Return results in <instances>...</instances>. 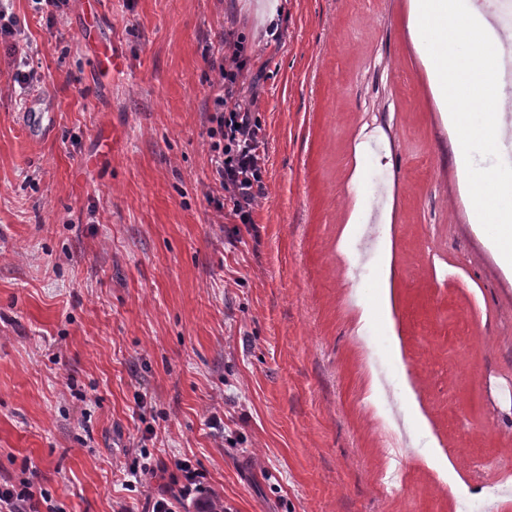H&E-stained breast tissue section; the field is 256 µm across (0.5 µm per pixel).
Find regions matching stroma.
I'll list each match as a JSON object with an SVG mask.
<instances>
[{
    "label": "stroma",
    "instance_id": "obj_1",
    "mask_svg": "<svg viewBox=\"0 0 512 512\" xmlns=\"http://www.w3.org/2000/svg\"><path fill=\"white\" fill-rule=\"evenodd\" d=\"M260 2L10 0L38 76L20 88L0 41V483L35 478L62 512L205 493L224 512H512L490 492L512 469V268L471 219L411 0H278L269 38ZM233 55L264 134L247 224L208 136ZM30 107L49 136L18 123Z\"/></svg>",
    "mask_w": 512,
    "mask_h": 512
}]
</instances>
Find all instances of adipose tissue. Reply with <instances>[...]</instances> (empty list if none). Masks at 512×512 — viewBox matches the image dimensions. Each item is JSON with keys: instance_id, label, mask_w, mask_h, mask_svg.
<instances>
[{"instance_id": "1", "label": "adipose tissue", "mask_w": 512, "mask_h": 512, "mask_svg": "<svg viewBox=\"0 0 512 512\" xmlns=\"http://www.w3.org/2000/svg\"><path fill=\"white\" fill-rule=\"evenodd\" d=\"M413 14L414 39L461 142L458 166L473 220L493 224V248L512 268V166L499 159L512 94L500 90L495 67L504 48L512 47V28L496 32L475 0H414Z\"/></svg>"}]
</instances>
